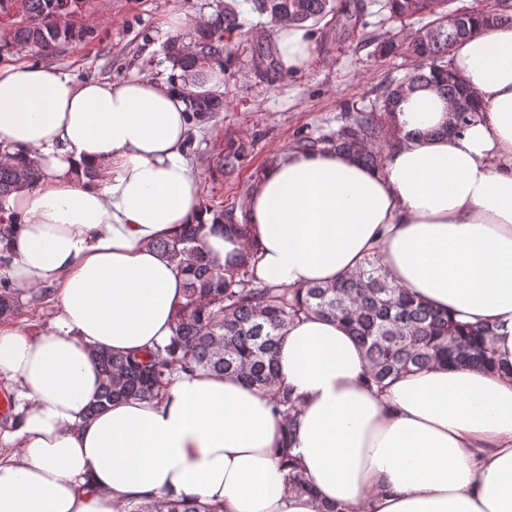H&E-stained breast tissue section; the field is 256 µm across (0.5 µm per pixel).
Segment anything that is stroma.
I'll return each instance as SVG.
<instances>
[{"mask_svg": "<svg viewBox=\"0 0 512 512\" xmlns=\"http://www.w3.org/2000/svg\"><path fill=\"white\" fill-rule=\"evenodd\" d=\"M366 3L352 37H344L334 20H322L313 27L317 49L308 68L271 81L246 64L248 31L258 17L243 10V29L234 37L239 61L224 76V109L192 128L187 158L200 177L202 204L232 209L239 222H246L243 199L272 155L291 148L299 132L316 135L338 129L349 110L369 106L381 86L407 73L408 58H377L373 42L410 37L423 19L402 29L388 20L380 0ZM215 11L216 0H89L86 14L95 28L93 39L49 56L29 49L0 50V65H53L80 79L143 76L168 81L173 71L164 46L172 34L163 29V19L173 12L210 17ZM240 141L248 144L249 154L233 174H224L218 161L228 144Z\"/></svg>", "mask_w": 512, "mask_h": 512, "instance_id": "stroma-1", "label": "stroma"}]
</instances>
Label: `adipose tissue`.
<instances>
[{
    "label": "adipose tissue",
    "instance_id": "adipose-tissue-1",
    "mask_svg": "<svg viewBox=\"0 0 512 512\" xmlns=\"http://www.w3.org/2000/svg\"><path fill=\"white\" fill-rule=\"evenodd\" d=\"M284 70L316 51L306 25L280 21ZM479 104L442 134L448 103L405 97L379 168L351 153L276 154L250 188L248 233L202 241L215 273L255 247L259 282L331 285L379 255L391 281L461 322L492 330L497 366H435L385 388L364 380L363 350L336 320L292 322L278 372L299 401L292 453L309 494L279 462L282 418L268 390L235 375L175 374L161 401L96 414L97 351L142 353L172 336L177 264L154 249L200 216L186 157L190 88L160 79L80 80L43 64L0 66V161L36 164L13 193L4 245L20 292H57L31 336L0 319V376L14 380L16 426L0 440V512H124L129 501L192 498L224 512H512V25L449 56Z\"/></svg>",
    "mask_w": 512,
    "mask_h": 512
}]
</instances>
